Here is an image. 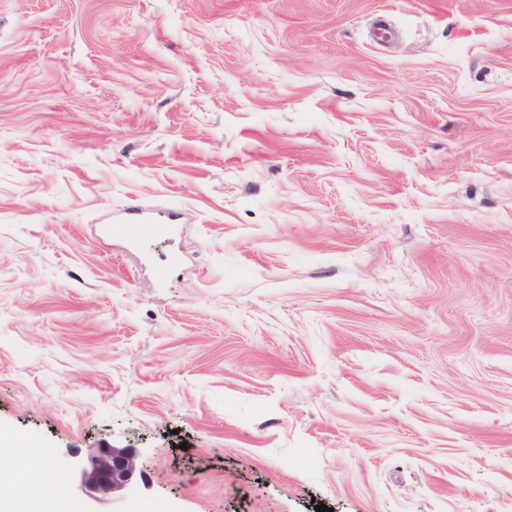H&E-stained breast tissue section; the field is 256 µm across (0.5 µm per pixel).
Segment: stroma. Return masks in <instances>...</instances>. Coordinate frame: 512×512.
<instances>
[{
  "label": "stroma",
  "instance_id": "1",
  "mask_svg": "<svg viewBox=\"0 0 512 512\" xmlns=\"http://www.w3.org/2000/svg\"><path fill=\"white\" fill-rule=\"evenodd\" d=\"M0 433L77 512H512V0H0ZM81 491L95 499H104L123 491L139 473L142 462L132 448L101 446L77 462Z\"/></svg>",
  "mask_w": 512,
  "mask_h": 512
}]
</instances>
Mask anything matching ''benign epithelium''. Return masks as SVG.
Here are the masks:
<instances>
[{
	"label": "benign epithelium",
	"mask_w": 512,
	"mask_h": 512,
	"mask_svg": "<svg viewBox=\"0 0 512 512\" xmlns=\"http://www.w3.org/2000/svg\"><path fill=\"white\" fill-rule=\"evenodd\" d=\"M81 491L95 499H104L123 491L142 473V462L132 448L101 446L77 462Z\"/></svg>",
	"instance_id": "1"
}]
</instances>
